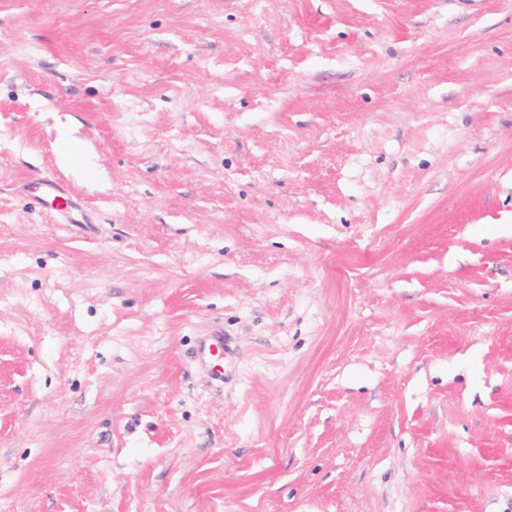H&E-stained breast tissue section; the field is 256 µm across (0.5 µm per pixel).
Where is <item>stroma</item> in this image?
<instances>
[{"instance_id": "stroma-1", "label": "stroma", "mask_w": 512, "mask_h": 512, "mask_svg": "<svg viewBox=\"0 0 512 512\" xmlns=\"http://www.w3.org/2000/svg\"><path fill=\"white\" fill-rule=\"evenodd\" d=\"M505 224L512 0H0V512H512Z\"/></svg>"}]
</instances>
